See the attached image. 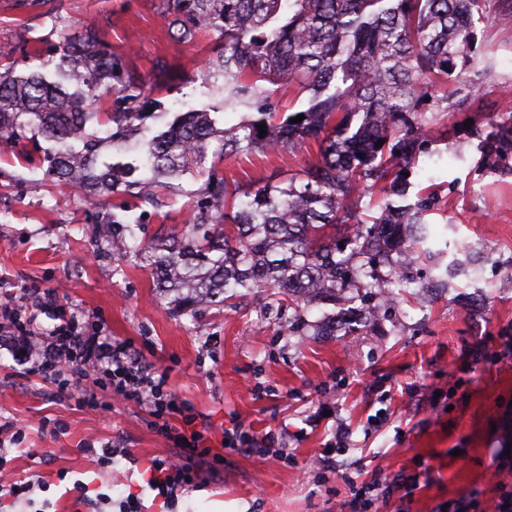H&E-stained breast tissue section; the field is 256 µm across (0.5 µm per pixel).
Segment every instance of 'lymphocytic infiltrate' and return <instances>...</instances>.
I'll list each match as a JSON object with an SVG mask.
<instances>
[{
    "instance_id": "lymphocytic-infiltrate-1",
    "label": "lymphocytic infiltrate",
    "mask_w": 512,
    "mask_h": 512,
    "mask_svg": "<svg viewBox=\"0 0 512 512\" xmlns=\"http://www.w3.org/2000/svg\"><path fill=\"white\" fill-rule=\"evenodd\" d=\"M28 295V289L23 288L0 302V313L12 318L11 325H0V351H7L18 364L31 365L45 381L62 380L75 389L80 388L86 372H96L113 394L143 405L153 416L156 430L173 438L181 451L180 460L159 458L151 460L149 466L156 497L175 504L184 490L196 485L187 459L206 455L210 448L205 435L193 429L192 418L183 417V431L173 426V417L183 416L185 403L171 392L166 371L147 362L129 344L110 336L104 324L79 310L49 332H33L36 315L52 307L55 299L49 292L33 301ZM21 440V431L0 422V499L31 507L35 491L45 489L46 484L40 479H15L8 455L11 446Z\"/></svg>"
}]
</instances>
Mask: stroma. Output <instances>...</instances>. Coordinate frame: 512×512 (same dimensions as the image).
I'll return each instance as SVG.
<instances>
[{
  "label": "stroma",
  "mask_w": 512,
  "mask_h": 512,
  "mask_svg": "<svg viewBox=\"0 0 512 512\" xmlns=\"http://www.w3.org/2000/svg\"><path fill=\"white\" fill-rule=\"evenodd\" d=\"M161 0H0V47L26 69L23 46L58 49L49 8L70 18L67 36L98 29L136 75L155 79L157 63L179 78L198 75L216 42L189 47L171 39ZM498 65L492 84L439 116L410 180L431 188L429 223L444 227L433 266L412 265L389 280L398 303L348 334L326 336L333 306L311 308L306 324L260 312L257 304L211 306L198 318L173 313L148 270L128 261L122 273L100 254L92 211L77 193L45 177L31 142L0 155V287L55 288L67 309L100 318L112 336L168 374L191 407L213 457L194 459L202 485L172 512H485L499 491L495 463L512 466V170L490 160L473 130L506 104L512 86V15L478 23ZM312 144L276 154L225 158L230 186L287 180L315 160ZM463 273L446 277L454 263ZM98 409L85 408V400ZM351 428L348 465L326 473L321 460L336 419ZM0 419L21 429L11 466L16 477L43 476L40 512H77L72 487L83 482L119 501L140 496L143 512H165L145 483L150 460L176 457L145 408L116 399L95 373L80 390L57 387L0 353ZM282 432L285 448L224 449L227 428ZM113 441L132 460L99 468L81 452ZM378 482L369 491L370 482Z\"/></svg>",
  "instance_id": "1"
}]
</instances>
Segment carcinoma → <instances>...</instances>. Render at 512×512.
Returning a JSON list of instances; mask_svg holds the SVG:
<instances>
[{"instance_id":"carcinoma-1","label":"carcinoma","mask_w":512,"mask_h":512,"mask_svg":"<svg viewBox=\"0 0 512 512\" xmlns=\"http://www.w3.org/2000/svg\"><path fill=\"white\" fill-rule=\"evenodd\" d=\"M163 2L160 17L175 40L193 44L208 33L218 42L200 75L208 102L170 120L158 111L157 85L129 74L92 27L64 38L57 63L34 51L27 74L16 73L13 50L0 49V146H39L45 174L101 214V250L118 263L137 259L183 314L220 296L227 307L246 294L265 305L269 291L300 316L336 304V292L361 272L370 288L404 273L410 261L391 260L393 246L429 250L430 197L398 205L392 196H406L434 119L495 76V50L475 47L474 19L512 14V0ZM304 93L307 108L278 112L279 99ZM238 113L240 121L226 122ZM475 136L490 157L511 153L512 117ZM298 143L317 145V161L283 185L254 186L236 205L216 160ZM188 174L206 177L203 187L185 189ZM369 188L380 192L378 213L358 223ZM161 191L188 198L187 219L146 239V206L159 207ZM352 223L344 246L325 238L327 226ZM356 324L353 311L343 312L323 334Z\"/></svg>"}]
</instances>
